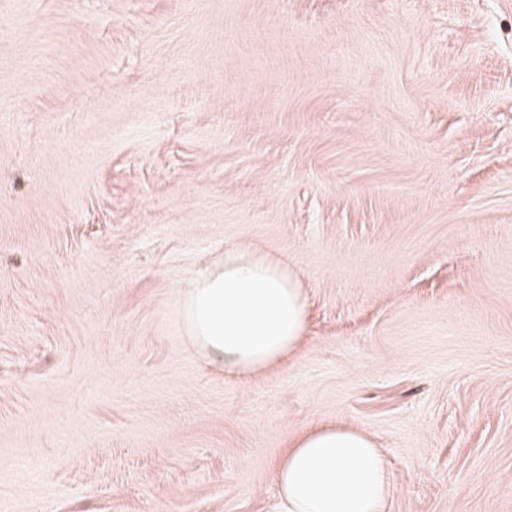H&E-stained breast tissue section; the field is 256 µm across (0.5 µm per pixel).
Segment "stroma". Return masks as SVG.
Wrapping results in <instances>:
<instances>
[{
	"mask_svg": "<svg viewBox=\"0 0 512 512\" xmlns=\"http://www.w3.org/2000/svg\"><path fill=\"white\" fill-rule=\"evenodd\" d=\"M298 271L224 374L188 281ZM310 425L384 512H512V0H0V512H268ZM187 334L211 363L238 375L276 365L308 326L299 276L283 260L237 245L199 271L182 299Z\"/></svg>",
	"mask_w": 512,
	"mask_h": 512,
	"instance_id": "stroma-1",
	"label": "stroma"
}]
</instances>
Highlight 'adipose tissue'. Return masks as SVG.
Listing matches in <instances>:
<instances>
[{"label":"adipose tissue","instance_id":"adipose-tissue-1","mask_svg":"<svg viewBox=\"0 0 512 512\" xmlns=\"http://www.w3.org/2000/svg\"><path fill=\"white\" fill-rule=\"evenodd\" d=\"M187 334L211 363L240 375L276 365L308 326L299 276L283 260L237 245L199 271L182 299ZM272 512H383V455L359 430L320 425L291 439L275 469Z\"/></svg>","mask_w":512,"mask_h":512}]
</instances>
